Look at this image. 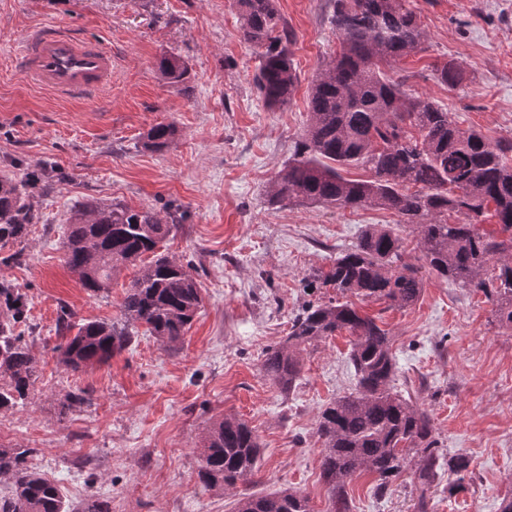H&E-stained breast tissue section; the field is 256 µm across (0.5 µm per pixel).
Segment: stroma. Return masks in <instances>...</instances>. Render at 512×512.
Masks as SVG:
<instances>
[{
    "label": "stroma",
    "mask_w": 512,
    "mask_h": 512,
    "mask_svg": "<svg viewBox=\"0 0 512 512\" xmlns=\"http://www.w3.org/2000/svg\"><path fill=\"white\" fill-rule=\"evenodd\" d=\"M423 31L418 52L390 72L412 98L447 109L464 129L512 140V0H408ZM292 30L298 88L278 110L255 85L258 59L241 40L234 0H0V171L29 165L56 170L30 195L34 220L24 260L0 264V281L30 299L31 350L41 375L28 405L0 411V444L34 449L32 467L75 506L107 500L109 512H232L239 494L300 491L312 512H329L316 418L355 387L348 332L303 351L301 379L278 393L261 353L288 334L306 304L326 301L304 279L329 268L372 225L394 226L420 269L419 300L403 308L362 301L392 338L396 386L430 416L440 447L467 455L461 491L447 479L426 494L428 512H499L512 496V329L484 294L429 272L412 228L377 207L270 204L272 182L304 133L306 101L339 42L334 0H277ZM62 24L112 51V81L86 99L61 100L21 75L28 29ZM188 67L171 84L158 62ZM454 62L462 79L443 84L437 65ZM160 123L173 142L146 145ZM92 199L128 206L180 205L181 224L165 243L197 280L203 303L171 347L138 336L107 363L74 372L59 361L61 307L76 320L114 321L135 269L121 267L108 287L83 288L63 261L65 226ZM87 402L68 405L75 389ZM247 420L262 442L258 469L236 488L197 478L209 421ZM351 512H418L419 493L404 469L384 494L376 477L354 476Z\"/></svg>",
    "instance_id": "35a3bbf8"
}]
</instances>
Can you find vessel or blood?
I'll use <instances>...</instances> for the list:
<instances>
[{
  "mask_svg": "<svg viewBox=\"0 0 512 512\" xmlns=\"http://www.w3.org/2000/svg\"><path fill=\"white\" fill-rule=\"evenodd\" d=\"M24 74L60 98H78L112 78V53L61 25L40 26L23 49Z\"/></svg>",
  "mask_w": 512,
  "mask_h": 512,
  "instance_id": "vessel-or-blood-1",
  "label": "vessel or blood"
}]
</instances>
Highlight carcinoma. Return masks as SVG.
Segmentation results:
<instances>
[{
    "label": "carcinoma",
    "instance_id": "carcinoma-1",
    "mask_svg": "<svg viewBox=\"0 0 512 512\" xmlns=\"http://www.w3.org/2000/svg\"><path fill=\"white\" fill-rule=\"evenodd\" d=\"M331 23L340 49L312 85L309 122L288 165L273 182L270 201L313 202L357 209L394 211L412 226L429 270L463 288H476L496 308L498 322L512 328V141L492 143L463 130L451 113L428 99H411L388 70L420 47L423 32L405 0H334ZM243 41L259 58L255 83L266 105L286 106L298 76L290 46L293 33L275 0H236ZM158 68L182 82L187 66L163 57ZM177 134L173 124L154 126L147 146L160 150ZM351 168L365 179L347 176ZM49 182L47 168L27 169L20 178L0 175V250L23 243L34 213L30 189ZM494 207L500 239L480 228ZM166 215H161V212ZM139 210L111 202H93L76 211L65 236L66 267L84 288L99 292L113 272L143 256L126 289L121 319L72 323L63 307L56 346L68 369L107 362L127 349L139 327L164 344L177 342L190 328L202 303L201 288L190 272L160 252V244L179 222L177 210ZM308 289L332 288L345 301L306 305L292 320L288 336L264 351L262 370L281 393L297 384L306 347L347 331L352 337L349 364L353 392L320 410L316 425L322 443V478L330 512H350L347 486L368 471L384 490L410 462L420 489L419 510L427 512L425 491L448 473L449 488L460 489L469 459L446 457L425 410L395 390L398 367L391 339L376 319L359 313L347 300H385L395 306L414 303L423 279L404 259L401 238L391 227L364 231L357 243L336 256L328 270L306 279ZM0 410L24 406L40 378L39 361L18 326L28 319L22 288L0 282ZM77 328L76 334L68 332ZM260 440L242 419L224 417L205 431L197 476L208 488H236L251 476L260 456ZM33 448L0 445V476L13 481L12 497L0 498V512H70L60 487L29 465ZM236 512H311L309 499L284 488L265 495L245 494Z\"/></svg>",
    "mask_w": 512,
    "mask_h": 512
}]
</instances>
